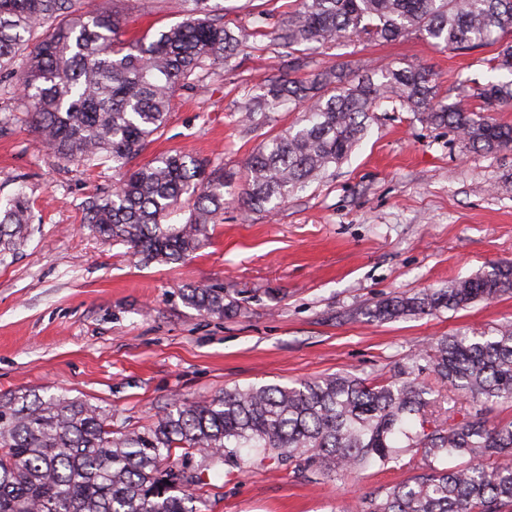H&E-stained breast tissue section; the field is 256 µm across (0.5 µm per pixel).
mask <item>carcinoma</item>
Here are the masks:
<instances>
[{
	"label": "carcinoma",
	"mask_w": 512,
	"mask_h": 512,
	"mask_svg": "<svg viewBox=\"0 0 512 512\" xmlns=\"http://www.w3.org/2000/svg\"><path fill=\"white\" fill-rule=\"evenodd\" d=\"M273 32L288 67L240 102L251 133L290 107L300 119L267 137L247 163L241 203L270 211L328 176L367 132L383 104L445 126L474 149L512 148V125L491 112L512 102V78L464 84L438 99L423 67H388L352 79L312 54L353 39L394 40L419 32L450 49L512 33V0H294ZM182 20L126 36L119 14L88 0H0L1 91L20 99L52 155L78 166L112 162L120 193L88 202L84 223L147 264H174L198 250L224 211V167L174 151L131 166L160 133L175 98L233 70L239 36L218 0H176ZM490 70L512 75V44ZM479 102L478 110L465 106ZM191 203L183 224L170 215ZM33 211L17 194L0 210V261L28 237ZM512 294V262L412 296L375 304L374 320L462 309ZM186 304L224 315L222 288H188ZM425 364H420V361ZM447 401L450 407L442 406ZM512 402V325L480 336L431 342L398 366L394 381L351 374L292 386L248 385L204 400L178 399L143 429L112 430L110 410L64 394L0 395V512H202V474L288 463L331 477L386 468L415 451L426 472L361 498L345 512H512V421L494 412ZM463 419L446 424V414ZM453 456L468 463L438 464Z\"/></svg>",
	"instance_id": "cac0c4a2"
}]
</instances>
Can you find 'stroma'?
Here are the masks:
<instances>
[{
	"mask_svg": "<svg viewBox=\"0 0 512 512\" xmlns=\"http://www.w3.org/2000/svg\"><path fill=\"white\" fill-rule=\"evenodd\" d=\"M172 0H115L126 29L178 22ZM225 20L247 36L233 72L177 97L140 162L174 150L234 173L209 242L176 264H141L102 242L83 207L112 191L111 163L76 166L53 157L19 103L0 95V205L17 192L33 204L35 231L0 262V394L50 389L111 410L113 429L140 428L176 398L201 400L236 387L292 384L348 372L393 380L406 356L435 338L512 324V294L460 310L371 322L374 304L397 294L512 262V148L487 153L405 111L375 112L368 133L322 182L270 212L240 203L245 163L260 137L237 104L288 66L253 17L285 20L293 0H224ZM498 43L465 51L412 33L319 54L323 65H418L439 95L486 81ZM189 287L220 288L234 312L185 304ZM425 469L407 453L391 468L344 479L304 480L291 467L233 475L205 472L204 512H341L344 502L410 480Z\"/></svg>",
	"mask_w": 512,
	"mask_h": 512,
	"instance_id": "obj_1",
	"label": "stroma"
}]
</instances>
